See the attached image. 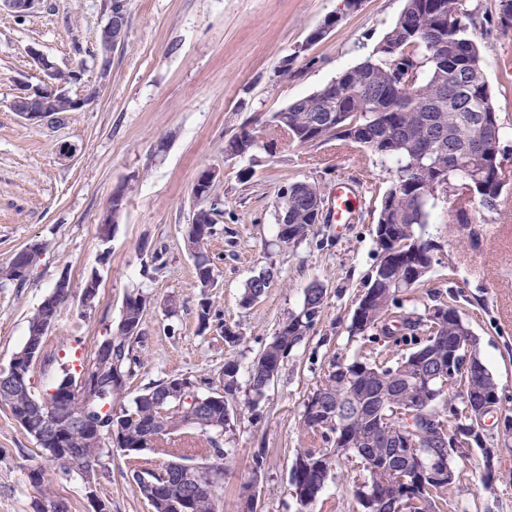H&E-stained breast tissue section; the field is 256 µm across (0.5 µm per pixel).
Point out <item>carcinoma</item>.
I'll return each instance as SVG.
<instances>
[{
  "label": "carcinoma",
  "mask_w": 512,
  "mask_h": 512,
  "mask_svg": "<svg viewBox=\"0 0 512 512\" xmlns=\"http://www.w3.org/2000/svg\"><path fill=\"white\" fill-rule=\"evenodd\" d=\"M475 24L474 13L463 8V0H406L393 27L372 51L357 65L344 71L321 89L293 101L287 108L271 115L264 131L242 126L225 148L235 158L253 156L277 141L297 146H314L336 139L343 148H361L390 169V184L380 199L375 224L376 264L366 283L369 300L361 313L353 314L349 336L373 340L390 336L394 344L414 343L417 349L398 358L369 363L356 354L333 364L319 384L303 401L299 426L304 433L322 432L335 435L334 447L299 451L296 459L304 465L291 469L294 490L309 492L310 499L295 495L299 512H305L318 499L328 476L352 452L366 460L363 479L374 484L379 495L392 491L399 478L413 481L420 471L430 466L433 439L428 435L426 417L449 409L453 419L447 422L443 437L453 439L455 420L468 417L465 398L459 387H448V375L426 381L422 371L429 363L458 371L480 361L473 333L460 314L455 295L437 298L421 313L403 311L401 297L414 292L428 281L431 256L440 245L425 237L432 211L441 202L448 203V223L475 224L480 210L500 208L506 174L497 168L503 150L504 127L497 119L496 108L487 84L480 50L469 34ZM481 181L488 197L466 198L457 189L466 183ZM288 196L280 197L276 218L277 243L296 247L319 233V213L326 205L320 185L310 181L288 184ZM215 208L201 205L187 226L184 249L194 260V287L198 289L196 317L198 330L207 328L213 305L212 288L215 273L206 253L213 233ZM288 215V223L281 222ZM35 242L18 251L7 264L0 266V288L20 285L24 279L14 276L12 267L19 264L32 269L44 250ZM418 261L421 271L412 280L409 262ZM274 280L268 267L251 277L245 286L243 304L251 305L263 297ZM326 289L318 282L304 289L300 310L282 322L280 329L263 352L251 363L248 388L238 382L239 363H224L219 387L195 377L172 374L143 388L127 407L123 400L129 390V379L144 365L142 336H124L115 328L107 340L113 355L89 353L84 361H96L103 372L115 374L96 392L93 400L81 407L92 424L112 428L119 438L117 448L140 451L147 437L161 422L174 424L187 420L169 403L168 390L177 380L193 388L198 405L183 404L198 416L195 431L204 441L190 435L176 440L165 439L156 453L184 460L189 454L204 463L211 455L222 460L233 453L221 447L218 436L233 430L234 408L239 403L257 409L265 397L266 377H277L292 350L303 343L320 321L325 305ZM147 298L129 294L123 304L122 322L142 328ZM46 309L39 306L28 321V335L14 355L27 354L34 346L45 347L43 333ZM208 391H202V387ZM468 386L491 393L498 383L486 366ZM446 389L445 405L429 395V390ZM244 399H239V394ZM321 402L322 411L311 410L310 401ZM39 402L50 411L59 409L58 395L49 393L36 398L31 379L26 387L0 392V406L11 417ZM403 408L417 412L413 431L405 433L407 446L397 448L373 433L386 428L399 433L408 423L391 419L393 410ZM73 451L79 464L64 471L82 475L84 466L95 464L110 449L90 441L84 428L70 430ZM29 481L47 500H54L47 470L30 471ZM132 479L139 495L148 499L157 481L156 469L134 471ZM450 483L443 482L428 491L417 485L412 492L420 494L417 512H436L437 502L447 494ZM221 488L210 493L192 495L189 484H175L165 499H190L189 512H217Z\"/></svg>",
  "instance_id": "cac0c4a2"
}]
</instances>
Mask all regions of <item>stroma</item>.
<instances>
[{"instance_id":"obj_1","label":"stroma","mask_w":512,"mask_h":512,"mask_svg":"<svg viewBox=\"0 0 512 512\" xmlns=\"http://www.w3.org/2000/svg\"><path fill=\"white\" fill-rule=\"evenodd\" d=\"M405 0H129L128 35L100 74L95 34L104 25V0H40L25 17L0 11V265L33 242L46 249L22 286L0 288V369L7 368L27 336L28 319L68 278L71 293L60 305L47 337L49 360L37 364L33 392L45 396L63 371H76L97 342L122 319L128 294L151 299L144 316L145 365L130 381V394L169 374L218 380L227 360L248 368L298 312L303 290L321 282L326 302L320 322L289 355L256 411L238 407L224 445L234 451L224 473L221 512H239L241 483L252 477L255 454L265 467L257 479L258 512H296L290 470L299 450L327 447L304 434L298 421L307 394L330 365L353 354L374 361L388 347L350 337L347 328L376 263V215L366 205L383 194L390 175L357 149L336 142L312 147L277 146L273 155L248 162L227 158V141L243 124H262L271 114L309 95L364 59L400 15ZM497 0H466L476 12L472 37L484 70L504 143L512 149V29L496 18ZM337 24L316 43L310 32L326 17ZM62 69L80 68L73 96L95 92L75 112L38 124L10 109L18 81L37 84L41 73L29 48ZM291 57L294 73L278 67ZM68 158H60L59 149ZM221 175L214 232L208 247L216 272L209 327L198 332L194 263L183 237L198 203L192 186L201 169ZM297 180L315 181L334 195L336 184H354L360 206L352 223L329 224L297 247L276 243L280 190ZM123 212L109 241L97 226L115 191ZM499 210L481 211L476 223H448L439 203L427 226L443 243L429 274L406 310L428 304L427 289L456 293L477 339L485 366L499 383L501 406L512 407V179ZM266 267L277 278L249 308L240 301L246 282ZM97 274L100 302L84 310L85 279ZM244 343L229 348L224 328ZM155 454L113 451L98 494L110 512H149L132 480L153 467ZM45 460L34 440L0 408V512H39L43 498L28 479ZM460 475L438 512H512V447L493 459L480 450L456 459ZM362 473L347 463L329 476L312 512H361L356 485Z\"/></svg>"}]
</instances>
